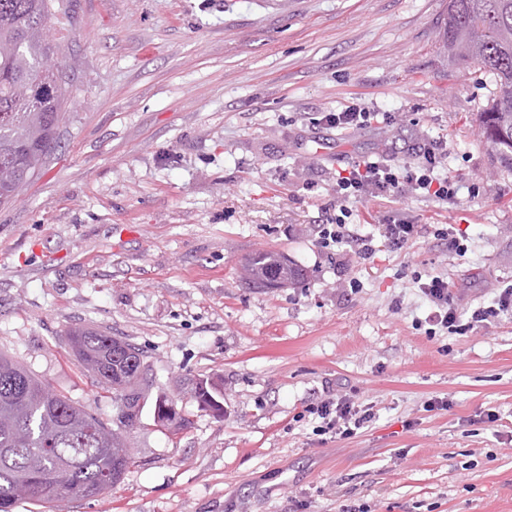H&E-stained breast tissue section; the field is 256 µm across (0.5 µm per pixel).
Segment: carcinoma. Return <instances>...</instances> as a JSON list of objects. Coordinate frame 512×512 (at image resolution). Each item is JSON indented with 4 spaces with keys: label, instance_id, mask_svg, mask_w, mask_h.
Listing matches in <instances>:
<instances>
[{
    "label": "carcinoma",
    "instance_id": "obj_1",
    "mask_svg": "<svg viewBox=\"0 0 512 512\" xmlns=\"http://www.w3.org/2000/svg\"><path fill=\"white\" fill-rule=\"evenodd\" d=\"M55 13V0H0L1 206L40 177L65 123L72 81H57V47L43 36ZM440 37L449 54L496 77L480 132L512 171V0H448ZM242 275L254 288H284L302 283L306 271L259 251L242 263ZM67 345L81 370L112 393L116 410L127 408L139 419L148 407L172 435L189 428L183 412L165 410L170 399L164 393H152L140 348L92 326L70 329ZM192 394L199 410L222 417L224 393L211 379H198ZM65 457L73 466L60 484L56 473ZM131 459L117 420L108 424L87 413L0 354V512L70 494L98 498L120 482Z\"/></svg>",
    "mask_w": 512,
    "mask_h": 512
}]
</instances>
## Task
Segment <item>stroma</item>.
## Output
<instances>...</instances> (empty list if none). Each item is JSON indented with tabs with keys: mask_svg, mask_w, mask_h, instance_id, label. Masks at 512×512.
I'll list each match as a JSON object with an SVG mask.
<instances>
[{
	"mask_svg": "<svg viewBox=\"0 0 512 512\" xmlns=\"http://www.w3.org/2000/svg\"><path fill=\"white\" fill-rule=\"evenodd\" d=\"M447 7L72 0L51 20L76 62L70 119L41 177L0 206V351L108 421L111 395L66 346L73 326L108 330L144 351L191 425L168 436L144 414L106 494L16 512H512V319L426 334L417 283L447 275L467 316L512 282V171L479 134L496 86L442 50ZM353 103L376 120L320 123ZM430 135L448 142L457 198L351 203L359 234L394 213L419 233L367 260L323 247L338 172L414 164ZM262 250L306 280L244 285L240 261ZM202 377L222 384L223 418L191 400ZM332 394L373 420L316 434L308 409Z\"/></svg>",
	"mask_w": 512,
	"mask_h": 512,
	"instance_id": "1",
	"label": "stroma"
}]
</instances>
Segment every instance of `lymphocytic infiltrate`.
Returning a JSON list of instances; mask_svg holds the SVG:
<instances>
[{
  "instance_id": "obj_1",
  "label": "lymphocytic infiltrate",
  "mask_w": 512,
  "mask_h": 512,
  "mask_svg": "<svg viewBox=\"0 0 512 512\" xmlns=\"http://www.w3.org/2000/svg\"><path fill=\"white\" fill-rule=\"evenodd\" d=\"M414 150L419 159L416 166L401 167L381 160L365 163L348 174L338 176L336 196L339 213L335 223L323 226L321 234L324 243L356 244L359 257L368 259L376 252L375 238H383L389 247L396 250L413 241L417 227L404 221L385 220L384 224L379 225L377 236L373 237L352 235L346 220L350 215L349 203L367 196L394 198L414 193L443 202L456 196L455 178L438 174L448 153L446 143L425 139L417 143ZM419 290L432 307L426 318L427 323L454 334L463 336L490 319L512 316V283L500 288L494 305L476 308L466 319L458 311L447 277L439 274L428 276ZM308 412L319 418V434L333 438L355 435L374 417L370 405H359L342 396L326 398L310 406Z\"/></svg>"
}]
</instances>
